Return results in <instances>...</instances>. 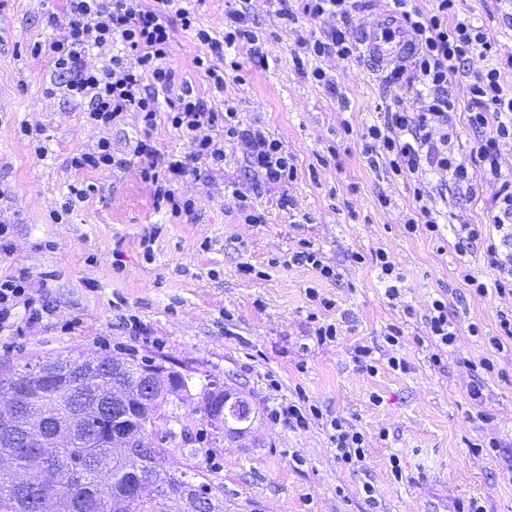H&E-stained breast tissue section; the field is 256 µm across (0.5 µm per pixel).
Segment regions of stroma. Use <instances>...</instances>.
<instances>
[{
	"instance_id": "35a3bbf8",
	"label": "stroma",
	"mask_w": 512,
	"mask_h": 512,
	"mask_svg": "<svg viewBox=\"0 0 512 512\" xmlns=\"http://www.w3.org/2000/svg\"><path fill=\"white\" fill-rule=\"evenodd\" d=\"M63 5L9 0L0 11V223L8 225L0 237V278L27 277L31 306L48 307L35 322L30 306L17 307L10 326L0 329V366L59 354L134 355L190 372L193 394L210 376L245 394L254 414L247 435L204 440L193 454L174 448L163 463L170 472L191 467L206 474L224 493V512H455L469 500L484 512H512V342L498 352L488 342L501 314L512 311V295L471 291L464 274L489 284L497 272L483 243L460 232L465 224L489 223L499 176L481 173L469 193L428 167L397 176L387 163L371 166L366 128L413 106L414 92L389 87L385 72L370 71L363 58L334 54L316 64L335 78L337 93L316 88L293 55L333 19L303 16L291 24L276 0H251L268 63L238 49L245 79L227 77L224 98L244 123L280 139L298 177L253 194L257 174L242 146H230L223 169L204 165L177 183V192L194 200V215L170 216L154 206L132 154L139 114L123 113L106 130L85 123L81 106L54 92L49 57L30 54V43L52 37L46 17ZM510 12L512 0H456V18L498 44L495 65L508 91L512 26L503 17ZM203 51L193 32L175 29L169 64L209 98L210 81L194 65ZM487 65L472 56L467 76L449 86L456 104L452 144L463 158L483 137L467 121L469 77ZM24 123L40 129L45 157L20 139ZM103 137L124 166L71 168L74 154ZM81 182L95 184L96 193L64 223H50V211ZM418 182L443 213L444 242L404 229L416 212ZM235 186L242 197L232 195ZM244 203L263 211L265 223H244ZM303 239L335 267V279L286 263ZM379 249L400 275L393 298L373 263ZM312 287L318 299L310 298ZM326 298L331 307L323 306ZM436 299L447 301L457 326L453 345L426 337L425 317ZM334 321L342 324L339 339L319 343L316 327ZM395 326L402 338L392 347L385 338ZM361 345L371 348L376 373L357 362ZM489 355L497 366L476 402L469 395L472 365ZM394 357L406 361V371L391 369ZM273 379L278 389L270 388ZM300 395L321 419L294 429L271 418V408ZM337 416L365 437L359 468L336 458L327 421ZM492 439L498 449H488ZM394 456L403 469L399 482L390 472ZM367 483L375 489L372 505Z\"/></svg>"
}]
</instances>
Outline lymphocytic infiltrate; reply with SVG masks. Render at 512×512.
<instances>
[{
	"label": "lymphocytic infiltrate",
	"instance_id": "1",
	"mask_svg": "<svg viewBox=\"0 0 512 512\" xmlns=\"http://www.w3.org/2000/svg\"><path fill=\"white\" fill-rule=\"evenodd\" d=\"M65 2L63 13L48 15L55 31L51 41L34 42L29 51L50 58L56 88L67 100L82 105L89 124L108 128L123 112L140 114L145 134L137 138L133 154L140 160L143 179L152 187L156 208L177 216L192 213L194 202L177 194L176 179L197 174L203 164L223 169L224 147L229 143L244 145L247 161L262 175L253 184V192L297 178L294 159L279 140L260 128L243 125L234 107L217 108L215 101L197 94L190 83L177 81L175 70L167 64L174 27L194 32L205 47L194 63L205 70L214 91L223 92L226 71L243 70L238 60L227 57V49L246 47L254 58L263 56L247 10H229L224 34L216 38L197 27L194 12L183 0H155L151 6L142 0ZM393 4L415 29L418 50L410 64L391 71L388 80L411 89L422 86L429 93L416 96L413 107L387 113L383 124L368 127L369 161L374 166L387 162L397 175L427 166L446 172L456 187L474 191L478 173L457 158L448 133L455 112L448 83L464 73L470 55L494 58L499 48L480 28L454 21L455 0H435L434 8L426 13L413 7L412 0H393ZM117 43L122 44L123 53L112 56L108 66L85 65L89 49L105 50ZM470 93L473 107L468 122L485 132L474 156L495 175L501 146L512 144V94L505 92L494 68L476 77ZM161 113L190 144L183 158L168 163L164 177L158 172V152L147 137ZM494 210L490 224L462 227L467 240L485 243L488 260L499 272L493 285L474 282L473 290L481 296L491 292L512 295V233L503 231L512 224V177L503 179ZM497 229L502 238H494ZM330 428L338 461L352 469L362 465L363 434L338 417L331 419Z\"/></svg>",
	"mask_w": 512,
	"mask_h": 512
}]
</instances>
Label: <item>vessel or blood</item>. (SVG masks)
Masks as SVG:
<instances>
[{
    "instance_id": "b4317fda",
    "label": "vessel or blood",
    "mask_w": 512,
    "mask_h": 512,
    "mask_svg": "<svg viewBox=\"0 0 512 512\" xmlns=\"http://www.w3.org/2000/svg\"><path fill=\"white\" fill-rule=\"evenodd\" d=\"M362 55L372 70L397 67L409 61L418 48L415 31L393 10L377 12L359 33Z\"/></svg>"
}]
</instances>
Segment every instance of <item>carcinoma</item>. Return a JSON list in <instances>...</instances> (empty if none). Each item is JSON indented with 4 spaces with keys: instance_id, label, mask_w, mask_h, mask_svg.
<instances>
[{
    "instance_id": "cac0c4a2",
    "label": "carcinoma",
    "mask_w": 512,
    "mask_h": 512,
    "mask_svg": "<svg viewBox=\"0 0 512 512\" xmlns=\"http://www.w3.org/2000/svg\"><path fill=\"white\" fill-rule=\"evenodd\" d=\"M41 362L29 359L22 365L1 370L0 394L22 382L31 389L29 411L46 416L56 426L63 425L71 417L75 391L79 389L76 368H70L65 377L48 380L37 369ZM42 363L63 367L72 363V357L59 355ZM169 377L171 384L163 391L130 398L135 410L128 421L136 433L152 434L151 428L159 420L171 425L166 437L155 446L114 448L106 442L94 447L79 436L67 448H26L19 437L21 418L1 422L0 457H11L13 465L0 467V512H39V503L44 498L62 501L65 512H112V499L129 489L137 492L129 502V512H175L172 495L181 478L196 483L200 489L209 487L208 483L197 481L198 473L176 474L161 468V461L168 453L164 443L176 437L174 427L189 429L178 413L189 397V384L181 381L178 371H169ZM204 393L209 408L203 415L217 439L222 430L217 411L224 392L210 382ZM35 455L41 457V463L32 466L29 458Z\"/></svg>"
}]
</instances>
